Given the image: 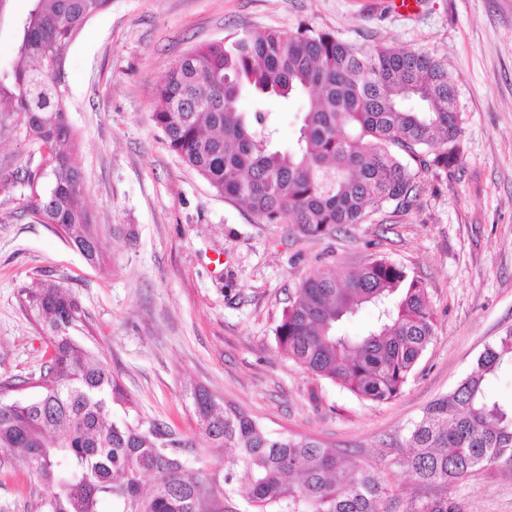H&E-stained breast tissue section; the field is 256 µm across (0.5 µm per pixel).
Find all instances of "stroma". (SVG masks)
Instances as JSON below:
<instances>
[{"instance_id": "1", "label": "stroma", "mask_w": 512, "mask_h": 512, "mask_svg": "<svg viewBox=\"0 0 512 512\" xmlns=\"http://www.w3.org/2000/svg\"><path fill=\"white\" fill-rule=\"evenodd\" d=\"M30 0L0 15V69L18 59ZM308 27L372 48L446 63L462 118V154L421 176L403 209L373 206L365 223L321 237L265 224L216 193L153 119L157 87L197 46L246 30ZM55 82L74 132L82 201L104 234L95 263L29 213L43 158L23 129L0 136V382L38 375L47 340L24 286L51 279L88 315L100 350L145 420L199 435L200 387L275 433L311 434L380 462L478 355L512 330V0H109L72 39ZM372 255L405 265L428 292L436 333L394 400L375 404L312 375L278 349L288 298L322 266ZM31 478L0 452V512H30ZM467 512H512V474L457 490Z\"/></svg>"}]
</instances>
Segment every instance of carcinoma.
<instances>
[{
    "instance_id": "cac0c4a2",
    "label": "carcinoma",
    "mask_w": 512,
    "mask_h": 512,
    "mask_svg": "<svg viewBox=\"0 0 512 512\" xmlns=\"http://www.w3.org/2000/svg\"><path fill=\"white\" fill-rule=\"evenodd\" d=\"M108 0H33L21 21L19 61L0 71L26 137L48 151V189L31 204L44 224L95 262L101 237L80 197L73 133L45 51H65ZM253 97L249 111L239 108ZM154 120L169 146L217 193L268 224H293L316 237L362 224L368 208L407 206L421 174L459 160L461 116L447 66L423 53L363 48L331 33L245 31L196 48L158 87ZM306 99L296 138L274 143L272 99ZM51 358L27 385L0 383V451L33 477L31 512H224L236 491L256 512H465L456 488L499 467L512 469V409L489 399L486 380L512 367V331L487 346L471 373L409 428L386 466L407 472L417 491L395 509L381 468L308 435L269 433L251 415L205 389L193 393L200 435L224 454V470L191 469L194 439L167 423L144 422L104 354L94 353L86 315L69 289L45 280L24 289ZM372 323L349 334L362 311ZM435 336L422 282L384 256L355 270L325 265L295 292L276 340L283 355L354 395L387 403L400 395ZM152 477L145 491L142 478Z\"/></svg>"
}]
</instances>
